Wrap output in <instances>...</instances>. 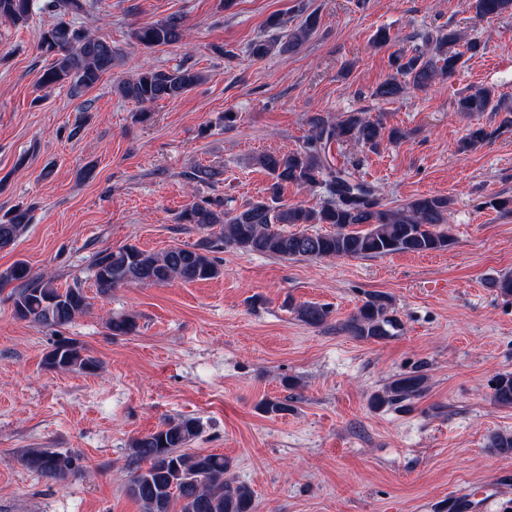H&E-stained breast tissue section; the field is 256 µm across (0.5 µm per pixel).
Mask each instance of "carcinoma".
I'll list each match as a JSON object with an SVG mask.
<instances>
[{"mask_svg":"<svg viewBox=\"0 0 512 512\" xmlns=\"http://www.w3.org/2000/svg\"><path fill=\"white\" fill-rule=\"evenodd\" d=\"M94 0H46L43 9L55 14L56 21L43 31L40 48L54 56L52 65L41 77L44 84L70 83V92L78 94L94 86L112 71L118 54L76 20L90 14ZM468 8L480 17H498L512 13V0H467ZM33 0H0V19L15 24L27 22ZM320 16L308 13L287 38L278 35L260 37L249 45L256 60L276 53L300 49L317 30ZM186 33L183 18L172 14L163 20L145 23L132 32V39L146 48L174 45ZM424 47L412 52L392 54L391 66L396 75L380 84L375 95L392 100L404 92V85L427 89L454 75L465 64V51L478 44L456 30L448 29L423 40ZM203 80L191 66L175 69L142 67L115 84L121 97L140 105L177 99ZM459 111L467 113L498 112L500 100L493 91L482 89L460 99ZM311 134L295 152L263 153L255 162L270 176L268 196L251 201L240 209L228 210L210 199L192 203L179 215L182 224H192L203 231L219 228L220 239L244 254H264L283 260L322 258H372L394 253H428L448 247V233L438 230L448 223L451 200L443 195H421L392 209L383 203L375 186L356 176L355 168L339 165L331 155L333 144L355 143L378 147L385 139L399 138L395 128L385 130L383 123L364 112H346L332 120L316 112L308 119ZM492 136L481 126L467 133L462 148L477 147ZM296 184L320 187L324 195L319 204L307 208L280 201V190ZM30 222L29 209H17L0 219V250L14 245ZM299 226L286 231L285 225ZM328 224L329 233H310L302 225ZM98 293L106 296L122 285H163L173 281L191 283L214 279L222 269L208 254V246L172 247L152 253L135 245L95 254L92 263ZM13 285L9 298L14 312L22 320L46 327H63L84 314L90 306L83 289L75 286L60 289L54 278L34 274L26 262L18 260L0 271V288ZM303 323L319 327L326 323L329 310L315 303L294 308ZM399 322L390 298L381 293L368 296L344 324L343 331L362 341H382L393 336ZM108 329L115 336L136 329L135 318L124 315L112 318ZM44 364L51 370L86 373L95 371L98 361L83 354L72 340H63L50 350ZM427 378L418 371L393 378L371 399L377 410L398 406L423 394ZM491 401L502 407L512 406V372L495 380ZM197 420H169L156 430L136 437L131 443L128 467L132 468L128 493L141 504L142 512H172L180 502L179 512H255L254 493L250 487L230 474V464L219 454L188 453L185 448L198 438ZM488 447L500 454L512 453V435L494 433ZM26 466L39 476L58 480L75 472V459L68 454L37 450L27 455Z\"/></svg>","mask_w":512,"mask_h":512,"instance_id":"obj_1","label":"carcinoma"}]
</instances>
